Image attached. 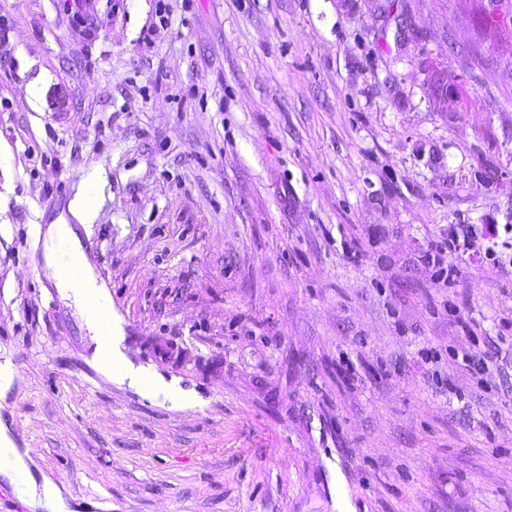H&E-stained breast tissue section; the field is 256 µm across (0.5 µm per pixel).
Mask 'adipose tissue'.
Segmentation results:
<instances>
[{
	"label": "adipose tissue",
	"mask_w": 512,
	"mask_h": 512,
	"mask_svg": "<svg viewBox=\"0 0 512 512\" xmlns=\"http://www.w3.org/2000/svg\"><path fill=\"white\" fill-rule=\"evenodd\" d=\"M69 211L73 217L72 223L46 226L43 232L44 260L47 269L56 272L59 266L56 244L61 240L69 242V260L79 266L81 276L75 280L57 276L55 284L62 295L73 300L79 307L93 333L104 337L105 342L98 350L99 365L113 378L128 383L142 394H162L177 398L176 390L159 383L142 369L134 367L121 348V324L112 317L106 289L104 285L98 283L81 248L77 232L78 227L92 223L96 216L89 192H80L77 199L70 204ZM28 473L29 467L23 456L9 437L0 431V474L14 482L22 481V494L38 512H69L67 502L50 478H43L42 482L38 483L29 479Z\"/></svg>",
	"instance_id": "ef3b65f1"
}]
</instances>
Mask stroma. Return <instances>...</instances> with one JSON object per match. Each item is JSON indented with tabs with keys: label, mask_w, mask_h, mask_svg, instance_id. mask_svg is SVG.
I'll list each match as a JSON object with an SVG mask.
<instances>
[{
	"label": "stroma",
	"mask_w": 512,
	"mask_h": 512,
	"mask_svg": "<svg viewBox=\"0 0 512 512\" xmlns=\"http://www.w3.org/2000/svg\"><path fill=\"white\" fill-rule=\"evenodd\" d=\"M475 8L0 0V425L71 512H512V27ZM95 172L84 252L186 404L42 266ZM430 82L439 101L438 105L442 108H448V102L456 100L455 84L459 83V79L448 77V72L438 69L432 72ZM37 231L38 234L43 232L45 264L51 271L59 292L79 307L96 336H106L104 344L98 350L99 365L113 378L128 382L130 387L144 395L164 394L172 399H180L181 395L176 390L159 383L142 369L134 367L127 359L121 348L123 336L120 321L114 318L112 320L106 289L103 284L98 283L86 259L76 226L63 222L47 224L43 230L39 224ZM60 240L69 242V262L80 267L81 276L77 280H67L57 274L59 257L56 243ZM467 244L464 241L463 243L460 242L459 239H457L454 236H451L448 238V242H445L444 245L442 243H433L430 248L425 253V260L429 263L435 264L439 266L440 268V274L441 275H447L450 272V269H444L443 266V256L444 253L447 252H455L460 256H463L465 254Z\"/></svg>",
	"instance_id": "obj_1"
}]
</instances>
